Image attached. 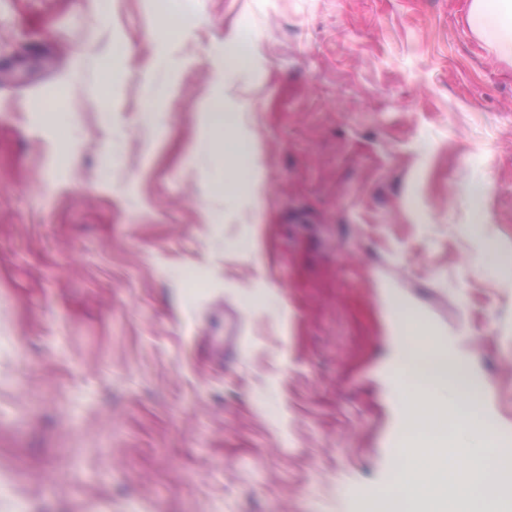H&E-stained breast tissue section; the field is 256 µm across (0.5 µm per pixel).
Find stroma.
Here are the masks:
<instances>
[{
  "mask_svg": "<svg viewBox=\"0 0 512 512\" xmlns=\"http://www.w3.org/2000/svg\"><path fill=\"white\" fill-rule=\"evenodd\" d=\"M171 2L162 42L158 0H0V512H359L392 297L512 429V64L468 0ZM217 94L259 197L206 160ZM146 91L147 103L143 113V119L145 122H152L158 112L159 105L162 104L170 95L171 88L165 82H153L152 76H150L147 79Z\"/></svg>",
  "mask_w": 512,
  "mask_h": 512,
  "instance_id": "35a3bbf8",
  "label": "stroma"
}]
</instances>
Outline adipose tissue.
<instances>
[{"mask_svg": "<svg viewBox=\"0 0 512 512\" xmlns=\"http://www.w3.org/2000/svg\"><path fill=\"white\" fill-rule=\"evenodd\" d=\"M468 16L476 37L512 58V0H469ZM205 115L207 159L233 188L259 194L255 147L237 135L238 113L217 95ZM391 315L401 339L394 371L406 415L396 438L407 453L385 487L360 490L365 512H502L512 493V447L481 417L485 383L402 301H394Z\"/></svg>", "mask_w": 512, "mask_h": 512, "instance_id": "obj_1", "label": "adipose tissue"}]
</instances>
